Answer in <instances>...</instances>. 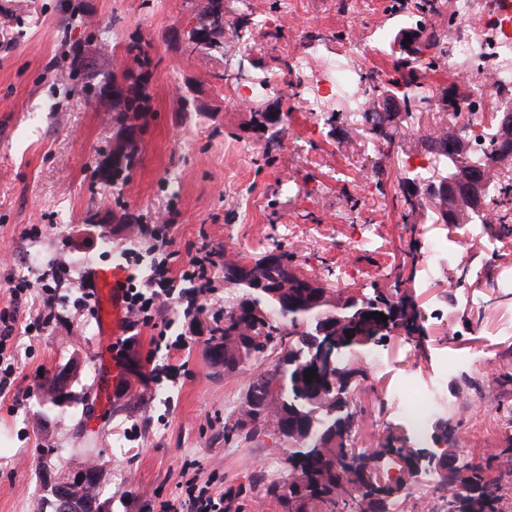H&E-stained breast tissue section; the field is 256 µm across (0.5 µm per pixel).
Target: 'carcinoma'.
I'll use <instances>...</instances> for the list:
<instances>
[{"label": "carcinoma", "instance_id": "cac0c4a2", "mask_svg": "<svg viewBox=\"0 0 512 512\" xmlns=\"http://www.w3.org/2000/svg\"><path fill=\"white\" fill-rule=\"evenodd\" d=\"M434 61L421 57L399 58L393 63L395 76L379 85L372 84V95L381 96L395 88H405L401 96L421 104L432 98L424 81V73L432 69ZM140 88L130 90L134 96L133 113L144 112L149 97L148 84L139 79ZM136 142L124 141L112 146L113 165L103 169V176L115 180L126 170L136 152ZM476 167L485 168L492 180L489 198L512 194V183H502L493 176L495 156L493 140H487L482 157L469 156ZM283 270L279 266L263 273L262 288L242 281L235 289L241 297L224 308L225 327L220 335L207 339L208 348H217L221 355L212 358L213 364L234 373L241 351L251 355L256 371L250 374L247 389L256 393L258 403L269 402V412L255 415L249 426L242 425V408L224 420V436L244 434L251 440L257 435L269 436L288 446V472L279 482L264 488V497L276 501L283 512H395L405 480L400 478L390 485L381 481L379 462L385 456H394L406 463L424 453L422 448H359L349 447L350 437L336 438L342 419L358 422V412L344 403L336 405L321 395L325 375L315 365L303 337L318 326V311L314 303L333 296L329 288H312L305 279L297 278L294 286L282 285ZM402 308L401 323L409 332L418 328V313L414 303L402 297L397 301ZM381 320L362 314L341 328L344 347L363 346L362 354L371 352L380 342L376 338ZM352 338H347V335ZM335 373L355 376L357 357L341 351L333 355ZM314 370L311 382L305 373ZM295 422L302 431L286 432V422ZM489 460L477 459L456 465L448 473V512H502V475H512V435L504 444L491 449Z\"/></svg>", "mask_w": 512, "mask_h": 512}]
</instances>
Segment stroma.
Here are the masks:
<instances>
[{
	"instance_id": "stroma-1",
	"label": "stroma",
	"mask_w": 512,
	"mask_h": 512,
	"mask_svg": "<svg viewBox=\"0 0 512 512\" xmlns=\"http://www.w3.org/2000/svg\"><path fill=\"white\" fill-rule=\"evenodd\" d=\"M274 23L255 27L242 47L231 36L209 53L191 52V40L209 23L208 0H0V312L16 314L15 331L0 360L13 376L0 392V512H40L47 504L45 468L82 466L76 433L87 423L98 439L104 470L100 496L110 512H159L181 494L186 467L211 480L213 494L272 483L269 466L285 471L287 452L269 437L248 442L224 434L248 372L225 375L214 366L206 340L225 303L236 294L214 287L186 311L169 302L163 315L169 336L183 348L156 351L151 326L129 331V358L139 373L115 385L102 372L98 353L107 340L84 292L95 269L123 265L127 276L146 280L164 253L179 277L189 256L220 251L225 259L260 257L295 224L306 240L293 263L302 274L336 288L340 297L399 289L421 311L423 330L393 336L374 346L354 378L358 448H430L434 422L424 435L391 409L386 397L405 371L428 375L443 355L490 362L496 397L488 404L471 393L468 377L447 380L444 394H463L454 411L440 410L459 434V459L481 457L502 444L505 416H512V288L487 285V262L471 250L464 264L431 270L432 241L499 242L498 266L512 273V231L499 224H468L451 234L435 222L432 208L409 212L399 189L410 161L427 157L426 139L458 128L455 118L424 109L386 115L393 141L376 139L369 125L342 104H326L317 122L300 108L303 86L289 68L296 47L321 35L333 54L353 36L368 45L353 62L357 76L388 79L395 55L391 42L406 25L394 0H370L369 10L348 12L349 0H260ZM80 49L84 68H68ZM149 62L151 101L137 135L138 152L126 180L112 184L99 171L117 132L111 113L98 108L89 87ZM279 73L280 91L265 90ZM254 88L252 104L238 102L241 85ZM280 121L257 125L253 104ZM161 225L162 241L141 232ZM365 234L370 248L342 256L340 242ZM356 268L336 285L341 259ZM32 289L14 302L11 284ZM55 301L47 312L46 298ZM77 361L80 373L70 406L50 425L38 412L42 375ZM161 365L174 376L156 374ZM98 402L87 411L83 397Z\"/></svg>"
}]
</instances>
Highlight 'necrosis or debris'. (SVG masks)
Wrapping results in <instances>:
<instances>
[{"label": "necrosis or debris", "instance_id": "4bbe7bcc", "mask_svg": "<svg viewBox=\"0 0 512 512\" xmlns=\"http://www.w3.org/2000/svg\"><path fill=\"white\" fill-rule=\"evenodd\" d=\"M449 5V14L455 19L453 27H444L443 13L431 18L446 48L440 67L451 74L474 73L475 84L460 116L469 126L474 151L479 153L486 148L487 126L477 121V114L490 112L496 100L512 96V0H450ZM366 49L363 41H353L348 59L337 61L315 59L307 50L293 53L292 70L309 83V91L301 100L309 118H317L325 103L343 90L351 91L354 112L369 110L370 96L364 86L353 82L350 62ZM391 399L400 413L418 425L444 404L437 379L425 381L411 373L393 388Z\"/></svg>", "mask_w": 512, "mask_h": 512}]
</instances>
